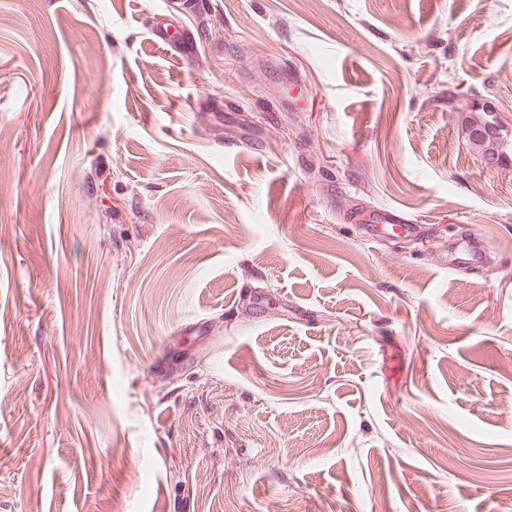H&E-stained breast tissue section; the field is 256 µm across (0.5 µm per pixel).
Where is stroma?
I'll return each instance as SVG.
<instances>
[{"label": "stroma", "instance_id": "stroma-1", "mask_svg": "<svg viewBox=\"0 0 512 512\" xmlns=\"http://www.w3.org/2000/svg\"><path fill=\"white\" fill-rule=\"evenodd\" d=\"M180 2L0 0V512H512V0ZM481 110L485 116L482 120L475 122L471 125L468 132L469 140L480 148L483 159L487 163H494L498 160L500 152L508 147V140L504 139L507 134L501 129L492 111L486 108V105L481 106ZM497 156V158H496Z\"/></svg>", "mask_w": 512, "mask_h": 512}]
</instances>
